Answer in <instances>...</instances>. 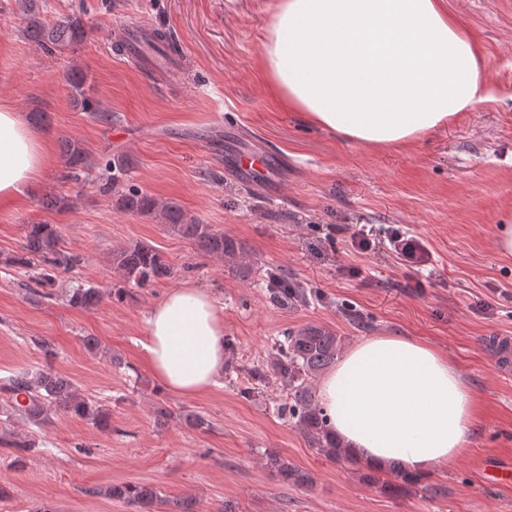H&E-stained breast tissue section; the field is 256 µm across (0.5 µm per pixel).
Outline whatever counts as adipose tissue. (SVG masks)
Listing matches in <instances>:
<instances>
[{"instance_id":"adipose-tissue-1","label":"adipose tissue","mask_w":512,"mask_h":512,"mask_svg":"<svg viewBox=\"0 0 512 512\" xmlns=\"http://www.w3.org/2000/svg\"><path fill=\"white\" fill-rule=\"evenodd\" d=\"M261 67L272 99L306 123L369 148L402 150L493 98L474 33L443 0H276ZM49 149L24 115L0 106V202L38 188ZM144 359L167 391L194 397L229 363L224 315L186 284L151 307ZM332 437L375 468L432 475L465 456L475 395L438 348L407 336L350 346L318 384Z\"/></svg>"}]
</instances>
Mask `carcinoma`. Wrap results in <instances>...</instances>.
Segmentation results:
<instances>
[{
    "mask_svg": "<svg viewBox=\"0 0 512 512\" xmlns=\"http://www.w3.org/2000/svg\"><path fill=\"white\" fill-rule=\"evenodd\" d=\"M23 28L28 40L46 52L57 49H74L87 34L81 17L72 14L55 22L43 17V0H18ZM141 48L154 52L160 58H168V52L175 50L166 31L153 29L142 36ZM73 101L94 118L107 120L111 115L102 111L101 106L89 94L87 73L79 66L70 69L68 76ZM66 176L72 179L90 169L93 165L89 151L76 139L64 138L60 143ZM131 161L128 157L108 156L102 161L106 176L105 188L117 197L119 209L124 212L150 217L168 230L189 241L201 254L219 258L239 274L246 277L252 271L251 262L245 260L241 244L222 230H216L183 209L173 200H158L136 184L125 182ZM81 256L67 248L59 228L54 224L26 225L24 240L19 251L3 258L7 266L22 268L34 284L32 294L38 296L44 288L55 285L57 277L81 264ZM112 270L118 277L109 295L123 300L129 295L128 288H144L162 279L173 276L174 270L164 255L153 246L136 242L112 253ZM286 293L294 302H305L314 291L300 286H291L288 275L279 274ZM100 299L99 289L79 286L70 294L69 303L75 307L89 308ZM45 356V365L38 368H21L0 380V401L9 413H19L40 425L46 422L49 411H61L71 417L86 419L102 429L111 428L109 414L92 400L82 396L75 384L55 372L52 359L56 353L45 340L37 341ZM342 337L334 331L309 325L284 333L268 354L266 368L258 369L262 374L270 369L279 381L283 395L277 405L278 414L287 419L309 439L311 445L331 460L353 461L339 441L333 440L325 424V416L316 399L313 381L319 373L330 367L339 357ZM0 447L12 449L13 462L21 463L31 451L32 443L17 438L0 436ZM265 465L287 485L307 488L312 485L311 476L288 462L277 452L266 454ZM361 479L379 488L380 492L395 496L416 487L420 480L413 479L399 468L386 471L371 469ZM83 493L90 496H107L134 509V512H192L193 501L186 498L171 501L156 487L149 484L121 483L102 488H89Z\"/></svg>",
    "mask_w": 512,
    "mask_h": 512,
    "instance_id": "cac0c4a2",
    "label": "carcinoma"
}]
</instances>
